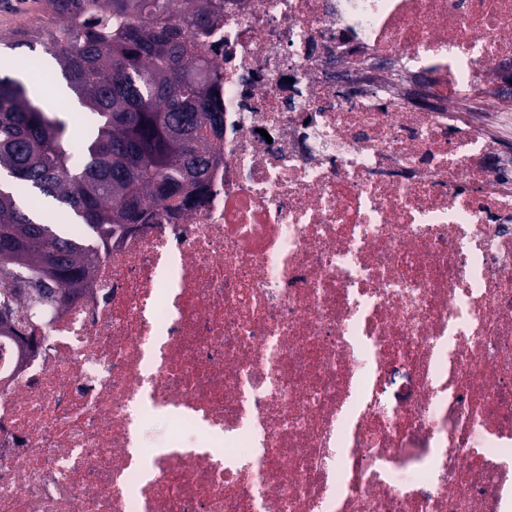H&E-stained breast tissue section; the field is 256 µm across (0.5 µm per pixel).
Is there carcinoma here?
Here are the masks:
<instances>
[{
    "label": "carcinoma",
    "instance_id": "cac0c4a2",
    "mask_svg": "<svg viewBox=\"0 0 512 512\" xmlns=\"http://www.w3.org/2000/svg\"><path fill=\"white\" fill-rule=\"evenodd\" d=\"M217 0H53L65 23L38 43L94 122L81 163L72 162L67 120L30 92L47 60L25 64L29 80L0 75V328L20 336L25 301L63 305L84 287L109 239L146 224L154 208L202 202V184L223 137L199 36ZM62 212L86 233L44 220Z\"/></svg>",
    "mask_w": 512,
    "mask_h": 512
}]
</instances>
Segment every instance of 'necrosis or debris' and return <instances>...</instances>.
Listing matches in <instances>:
<instances>
[{"label": "necrosis or debris", "instance_id": "obj_1", "mask_svg": "<svg viewBox=\"0 0 512 512\" xmlns=\"http://www.w3.org/2000/svg\"><path fill=\"white\" fill-rule=\"evenodd\" d=\"M203 41V203L0 333V512H512V0Z\"/></svg>", "mask_w": 512, "mask_h": 512}]
</instances>
